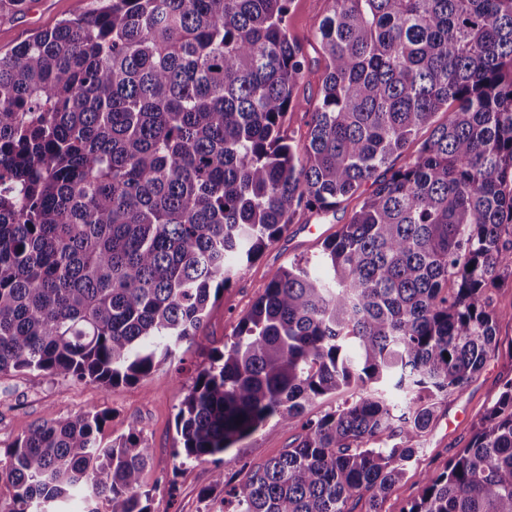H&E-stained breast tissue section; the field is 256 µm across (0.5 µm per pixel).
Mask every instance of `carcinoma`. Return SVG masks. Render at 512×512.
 <instances>
[{"instance_id":"cac0c4a2","label":"carcinoma","mask_w":512,"mask_h":512,"mask_svg":"<svg viewBox=\"0 0 512 512\" xmlns=\"http://www.w3.org/2000/svg\"><path fill=\"white\" fill-rule=\"evenodd\" d=\"M293 0H102L0 55V374L145 382L210 301L306 214L372 182L315 264L277 271L177 413L175 458L215 465L221 512H382L437 400L496 351L512 277V0H331L300 144ZM445 114L439 123L437 113ZM429 136L403 167L390 161ZM362 394L301 420L311 401ZM296 445L224 477L270 419ZM105 412L0 458V512H150L152 450ZM403 512H512V379Z\"/></svg>"}]
</instances>
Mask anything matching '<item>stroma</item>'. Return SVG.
<instances>
[{
  "mask_svg": "<svg viewBox=\"0 0 512 512\" xmlns=\"http://www.w3.org/2000/svg\"><path fill=\"white\" fill-rule=\"evenodd\" d=\"M99 0H29L25 12L0 15V53L10 52L42 30L63 20L94 12ZM331 7L330 0H294L288 18V36L299 44L309 68L299 87L302 108L288 112L287 136L302 140L316 107L324 71L315 29ZM356 200L336 211L292 224L288 233L244 268L236 281L209 307L199 330L200 343H182L173 364L160 365L148 381L117 384L109 388L73 379L52 378L39 372L0 374V451H6L26 429L79 412H108L101 432L103 442L138 429L153 450L144 483L151 489V512H219V499H203L201 492L214 480L210 462L178 464L172 451L176 443V414L193 380L208 365L207 347H222L238 320L263 293L278 269L292 260L315 258L322 242L347 223ZM492 306L501 311L497 323L498 349L477 378L464 390L443 399L426 436L425 447L399 480L383 505V512H402L418 498L425 475L442 471L448 460L464 448L475 425L498 398L504 382L512 378V280L491 288ZM300 433L299 425L267 421L224 456V471L239 472L281 454Z\"/></svg>",
  "mask_w": 512,
  "mask_h": 512,
  "instance_id": "obj_1",
  "label": "stroma"
}]
</instances>
